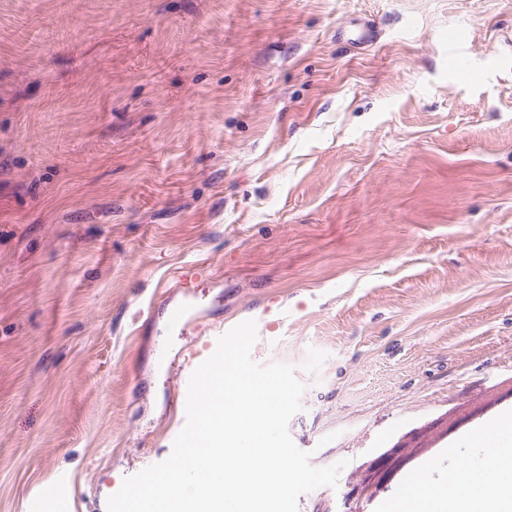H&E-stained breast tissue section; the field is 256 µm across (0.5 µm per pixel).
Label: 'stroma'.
<instances>
[{
  "label": "stroma",
  "instance_id": "35a3bbf8",
  "mask_svg": "<svg viewBox=\"0 0 512 512\" xmlns=\"http://www.w3.org/2000/svg\"><path fill=\"white\" fill-rule=\"evenodd\" d=\"M248 319L306 385L295 444L346 463L298 512L490 471L512 0H0V512H107L172 451L174 367Z\"/></svg>",
  "mask_w": 512,
  "mask_h": 512
}]
</instances>
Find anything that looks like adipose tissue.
<instances>
[{
  "instance_id": "adipose-tissue-1",
  "label": "adipose tissue",
  "mask_w": 512,
  "mask_h": 512,
  "mask_svg": "<svg viewBox=\"0 0 512 512\" xmlns=\"http://www.w3.org/2000/svg\"><path fill=\"white\" fill-rule=\"evenodd\" d=\"M488 439L500 476L487 481L474 472H460L440 480L429 470L416 472L411 484L427 486L424 494L400 493L389 499L383 512H423L427 500L451 498V512H512V412L500 415L481 427Z\"/></svg>"
}]
</instances>
